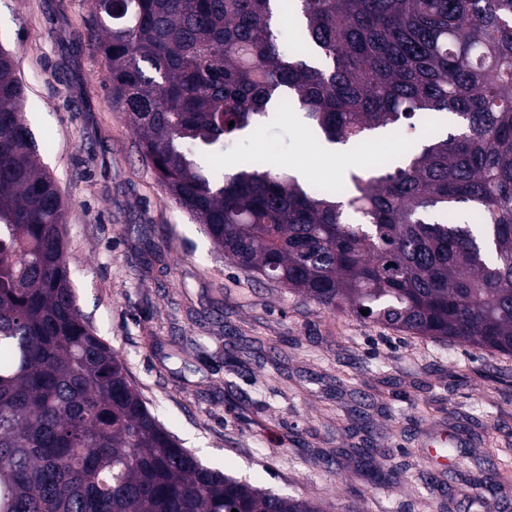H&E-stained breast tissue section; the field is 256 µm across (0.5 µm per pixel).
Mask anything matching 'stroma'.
I'll use <instances>...</instances> for the list:
<instances>
[{"instance_id":"stroma-1","label":"stroma","mask_w":512,"mask_h":512,"mask_svg":"<svg viewBox=\"0 0 512 512\" xmlns=\"http://www.w3.org/2000/svg\"><path fill=\"white\" fill-rule=\"evenodd\" d=\"M91 0H0V44L67 208L70 278L160 423L205 466L324 512H485L512 482V355L394 331L241 271L142 159L89 47ZM260 156L342 181L299 116L264 120L211 162ZM468 456L455 470L432 433ZM364 448L387 458L367 460ZM399 468L391 482L379 472Z\"/></svg>"}]
</instances>
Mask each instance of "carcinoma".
Here are the masks:
<instances>
[{
    "mask_svg": "<svg viewBox=\"0 0 512 512\" xmlns=\"http://www.w3.org/2000/svg\"><path fill=\"white\" fill-rule=\"evenodd\" d=\"M93 8L112 104L230 264L324 309L512 355V0ZM24 102L0 47V512H323L204 466L149 410L79 310L65 204ZM272 112L351 148L436 132L338 188L254 157L207 167Z\"/></svg>",
    "mask_w": 512,
    "mask_h": 512,
    "instance_id": "carcinoma-1",
    "label": "carcinoma"
}]
</instances>
